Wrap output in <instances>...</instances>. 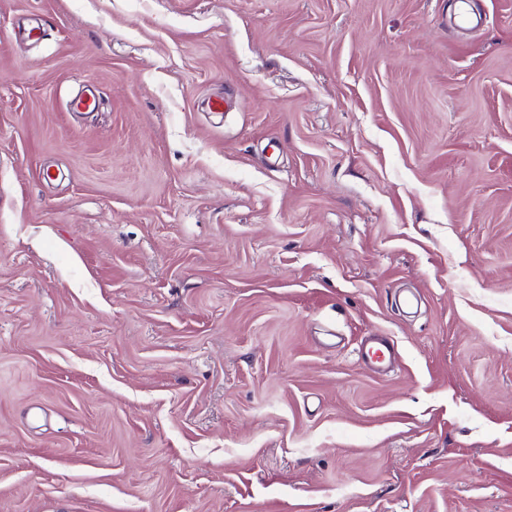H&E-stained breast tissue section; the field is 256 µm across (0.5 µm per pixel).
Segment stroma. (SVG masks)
Here are the masks:
<instances>
[{
    "label": "stroma",
    "mask_w": 512,
    "mask_h": 512,
    "mask_svg": "<svg viewBox=\"0 0 512 512\" xmlns=\"http://www.w3.org/2000/svg\"><path fill=\"white\" fill-rule=\"evenodd\" d=\"M455 3L0 0V512H512V0ZM371 345L368 347V343H363L361 346V355L363 360L370 361L372 363L381 364L386 359L395 353V349L387 336H374Z\"/></svg>",
    "instance_id": "35a3bbf8"
}]
</instances>
